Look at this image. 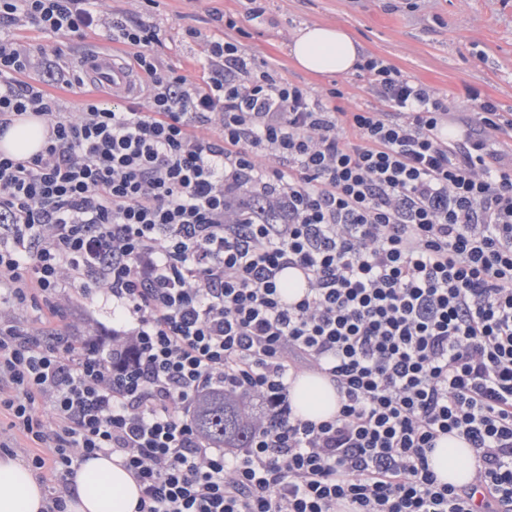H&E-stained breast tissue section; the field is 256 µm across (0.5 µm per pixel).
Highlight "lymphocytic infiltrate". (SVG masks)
<instances>
[{"label": "lymphocytic infiltrate", "mask_w": 512, "mask_h": 512, "mask_svg": "<svg viewBox=\"0 0 512 512\" xmlns=\"http://www.w3.org/2000/svg\"><path fill=\"white\" fill-rule=\"evenodd\" d=\"M103 6L0 0V128L31 112L49 131L31 158L0 153V451L33 444L43 512H67L100 453L133 472L137 512H512V116L482 100L450 141L436 92L383 60L361 66L383 110L346 112L192 29L191 80L155 26ZM28 24L106 28L142 96L64 111L25 77L81 72L22 42ZM98 296L125 329L70 319ZM31 304L42 319L19 323ZM304 371L339 416L295 414ZM219 390L263 406L247 447L196 427ZM454 431L478 461L459 489L427 458Z\"/></svg>", "instance_id": "f902f5d3"}]
</instances>
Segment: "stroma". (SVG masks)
Wrapping results in <instances>:
<instances>
[{
    "instance_id": "35a3bbf8",
    "label": "stroma",
    "mask_w": 512,
    "mask_h": 512,
    "mask_svg": "<svg viewBox=\"0 0 512 512\" xmlns=\"http://www.w3.org/2000/svg\"><path fill=\"white\" fill-rule=\"evenodd\" d=\"M264 7L260 20L251 18L248 0H155L141 11L159 32L153 50L163 67L191 79L201 65L197 45L184 33L197 29L238 42L310 93L336 89L337 107L382 110L361 70L314 76L294 65L288 54L293 33L320 22L349 32L364 57L433 88L454 115L473 112L472 88L512 113V0H265ZM214 10L232 18L234 27L214 22Z\"/></svg>"
}]
</instances>
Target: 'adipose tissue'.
I'll return each mask as SVG.
<instances>
[{
	"instance_id": "1",
	"label": "adipose tissue",
	"mask_w": 512,
	"mask_h": 512,
	"mask_svg": "<svg viewBox=\"0 0 512 512\" xmlns=\"http://www.w3.org/2000/svg\"><path fill=\"white\" fill-rule=\"evenodd\" d=\"M296 65L312 74H345L355 67L362 49L340 27L314 23L300 29L290 43ZM42 118L30 115L16 121L0 136V152L27 158L37 153L45 139ZM290 399L296 415L313 422L336 417L338 392L327 376L299 374L291 382ZM439 482L454 486L470 484L476 470L472 448L457 433L441 436L428 455ZM140 488L120 458L97 455L77 467L66 494L68 512H134ZM44 490L21 461L0 456V512H42Z\"/></svg>"
}]
</instances>
